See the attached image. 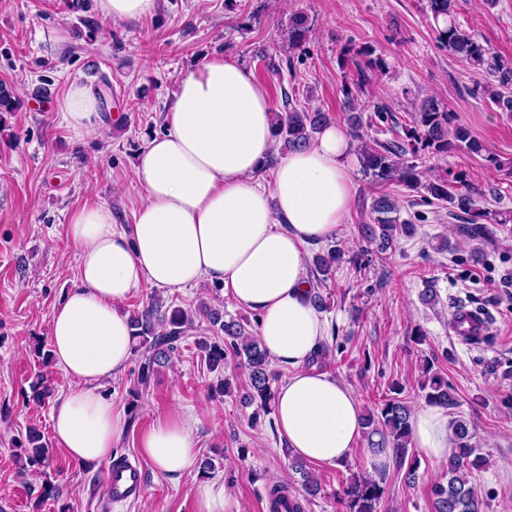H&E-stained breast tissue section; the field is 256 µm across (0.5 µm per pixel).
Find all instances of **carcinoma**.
I'll use <instances>...</instances> for the list:
<instances>
[{
    "instance_id": "carcinoma-1",
    "label": "carcinoma",
    "mask_w": 512,
    "mask_h": 512,
    "mask_svg": "<svg viewBox=\"0 0 512 512\" xmlns=\"http://www.w3.org/2000/svg\"><path fill=\"white\" fill-rule=\"evenodd\" d=\"M428 8L437 23L438 43L440 47L458 57L474 69L488 68L495 78L496 85H487L483 91L501 112H512V64L491 55V49L480 43L473 35L462 30L456 22L453 0H427ZM306 20L303 16L290 19L288 30L289 49L296 51L306 41ZM344 55L364 56L366 61L355 62L356 79L354 89H346L347 104L354 107L353 92H364L372 81L373 72L386 69L387 64L380 56H373L368 49H355L347 46ZM276 137L283 142L284 148L291 151L309 146L316 134L329 123V116L318 110H298L291 107L286 112L274 113ZM409 143L397 141H373L358 147L359 162L362 169L379 184L397 183L409 189L423 188L435 200L445 201L450 207L470 216L473 228L470 233L480 237L488 229L479 225L483 220L489 224H509L512 211L491 210L480 206L482 193L471 187L464 175L456 173L446 182L420 184L418 167L408 161L407 154H417L416 145H421L434 153L446 154L463 150L469 154L485 156V160L500 166L498 160L487 154L483 141L472 135L461 125L453 124V116L442 103L434 98L422 101L418 114L406 134ZM374 223L364 227V233L371 241L379 242L384 250L393 244L396 232L410 237L415 232L413 224L400 221L397 216V202L387 193L379 194L372 203ZM343 258V250L338 245L328 246L313 257V266L317 274L315 285L330 280ZM220 297L211 303H202L194 308H185L171 304L163 306L159 296H152L146 305L131 315L132 336L136 340L133 351L140 358L136 379V389L131 392L139 396V389L149 385L154 368L168 363L181 344L193 341L203 353L209 371H216L235 358L248 370L247 400L259 401V407L268 412L274 398L272 381L276 379L270 370V359L258 337L247 332L237 321L224 320V310L217 307ZM224 333V341L210 342L204 338L206 332ZM428 378L422 383L425 397L431 404L448 408L457 404L448 381L425 369ZM412 410L404 402L395 398L387 399L377 411L365 415L368 440L371 448H388L397 469H405V479H416L417 463L409 457L411 443ZM379 440H373V436ZM475 433L472 424L459 418L453 424L452 448L448 460L442 464L445 471L441 480L431 486L435 512H485L487 504L478 494L471 482L473 472L483 469L486 458L474 442ZM27 446L23 448L25 464L36 475L44 474L51 463L50 450L42 442L40 433L31 431L26 436ZM292 469L302 477L305 493L310 497L319 494L317 478L307 469L304 460L295 458ZM384 476H371L354 479L345 489L350 512H377V506L383 496Z\"/></svg>"
}]
</instances>
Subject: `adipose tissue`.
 I'll use <instances>...</instances> for the list:
<instances>
[{
	"label": "adipose tissue",
	"mask_w": 512,
	"mask_h": 512,
	"mask_svg": "<svg viewBox=\"0 0 512 512\" xmlns=\"http://www.w3.org/2000/svg\"><path fill=\"white\" fill-rule=\"evenodd\" d=\"M63 119L93 131L98 99L71 85L58 103ZM166 129L146 139L136 165L144 198L131 226L104 204L73 211L67 234L78 251V285L49 323L52 359L70 381L51 410L53 437L75 462L109 460L126 429L122 407L101 391L133 352L123 303L140 288L182 290L219 284L234 307L256 313L269 359L288 367L273 400L279 435L299 458L337 465L362 435L360 400L330 371L311 364L328 320L308 295L309 247L344 231L353 197L352 143L328 125L308 147L274 159V116L262 87L223 55L180 75ZM274 164L272 190L257 176ZM422 458L448 459V414L425 405L411 416ZM142 455L165 477L197 459L193 429L173 413L140 438Z\"/></svg>",
	"instance_id": "obj_1"
}]
</instances>
